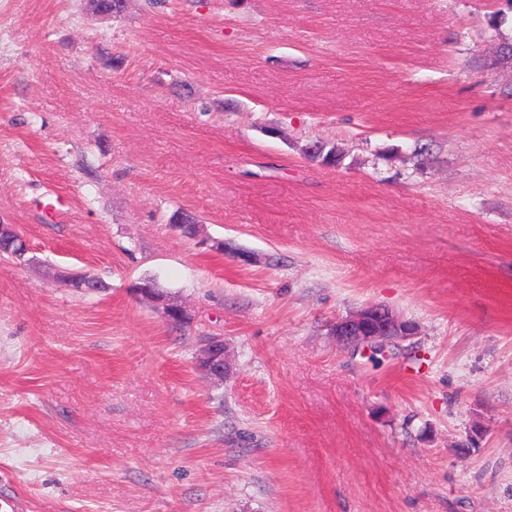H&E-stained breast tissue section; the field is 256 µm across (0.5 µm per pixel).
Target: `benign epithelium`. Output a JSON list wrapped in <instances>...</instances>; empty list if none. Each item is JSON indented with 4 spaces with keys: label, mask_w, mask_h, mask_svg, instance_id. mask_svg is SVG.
<instances>
[{
    "label": "benign epithelium",
    "mask_w": 512,
    "mask_h": 512,
    "mask_svg": "<svg viewBox=\"0 0 512 512\" xmlns=\"http://www.w3.org/2000/svg\"><path fill=\"white\" fill-rule=\"evenodd\" d=\"M28 253V241L18 227L0 224V255L7 256L16 264H23L27 262ZM138 291L161 305V314L166 321L178 325L187 322L185 308L166 302L163 294L151 285L144 284ZM331 334L346 347L373 354L415 335L416 327L382 305H368L352 315L337 318L332 323ZM197 363L209 375L224 378L228 365L223 340L218 337L206 339L199 350Z\"/></svg>",
    "instance_id": "obj_1"
}]
</instances>
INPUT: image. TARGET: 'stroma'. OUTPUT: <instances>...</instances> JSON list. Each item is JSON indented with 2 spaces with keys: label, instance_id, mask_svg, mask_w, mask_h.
<instances>
[{
  "label": "stroma",
  "instance_id": "obj_1",
  "mask_svg": "<svg viewBox=\"0 0 512 512\" xmlns=\"http://www.w3.org/2000/svg\"><path fill=\"white\" fill-rule=\"evenodd\" d=\"M506 43L512 0H0V494L512 512ZM369 303L418 328L378 362L329 334ZM29 244L18 227L13 224H0V255H6L16 264L27 262ZM137 290L148 297H151L152 301L159 303L162 305L161 308V314L165 318L166 321L181 325L183 323L187 322V315L186 310L184 307L180 306H173L175 304L166 303L163 294H161L159 291H157L156 288H153L150 284H144L140 288H137ZM197 363L209 375L224 379L228 373V365L223 340L218 337L206 339L199 350Z\"/></svg>",
  "mask_w": 512,
  "mask_h": 512
}]
</instances>
